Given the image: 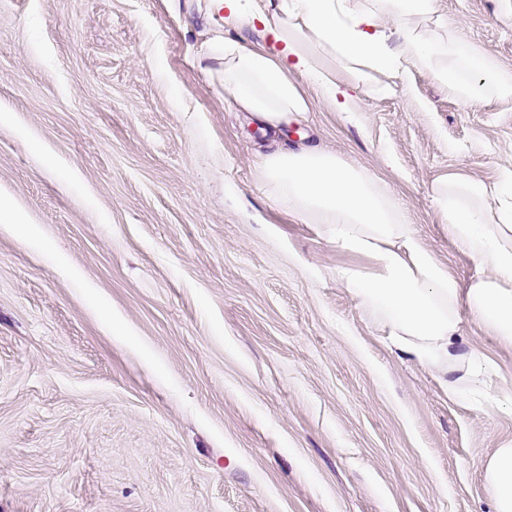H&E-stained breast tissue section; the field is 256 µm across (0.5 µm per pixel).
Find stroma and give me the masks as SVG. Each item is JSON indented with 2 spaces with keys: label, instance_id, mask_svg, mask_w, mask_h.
<instances>
[{
  "label": "stroma",
  "instance_id": "stroma-1",
  "mask_svg": "<svg viewBox=\"0 0 512 512\" xmlns=\"http://www.w3.org/2000/svg\"><path fill=\"white\" fill-rule=\"evenodd\" d=\"M442 38L512 70L499 0H441ZM206 0H0V512H496L512 415L448 397L337 269L367 266L255 166L315 144L383 179L461 283L440 177L512 164V98L413 73L273 133L233 106ZM512 394V346L466 322ZM485 481L496 501V512L512 511V442L497 448L488 459Z\"/></svg>",
  "mask_w": 512,
  "mask_h": 512
}]
</instances>
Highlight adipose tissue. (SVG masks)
Wrapping results in <instances>:
<instances>
[{
  "label": "adipose tissue",
  "instance_id": "obj_1",
  "mask_svg": "<svg viewBox=\"0 0 512 512\" xmlns=\"http://www.w3.org/2000/svg\"><path fill=\"white\" fill-rule=\"evenodd\" d=\"M230 19L259 21L272 50L217 35L211 56L223 66L234 104L277 129L308 112L310 103L291 80L303 75L329 106L356 108L354 91L378 76L429 74L449 94L478 102L485 85L512 97V71L500 68L472 41L437 40L416 17L440 19L439 0H287L267 15L254 0H210ZM455 56L472 73L462 82L442 65ZM271 196L336 249L364 256L368 267H344L338 280L355 294L398 350L444 382L449 398L477 392L490 413L512 414V396L487 384L492 361L464 336L463 319L512 345V167L491 183L451 174L437 180L433 200L449 239L471 258L468 283L452 276L408 224L385 183L315 146H288L258 155ZM485 481L496 512H512V442L488 459Z\"/></svg>",
  "mask_w": 512,
  "mask_h": 512
}]
</instances>
